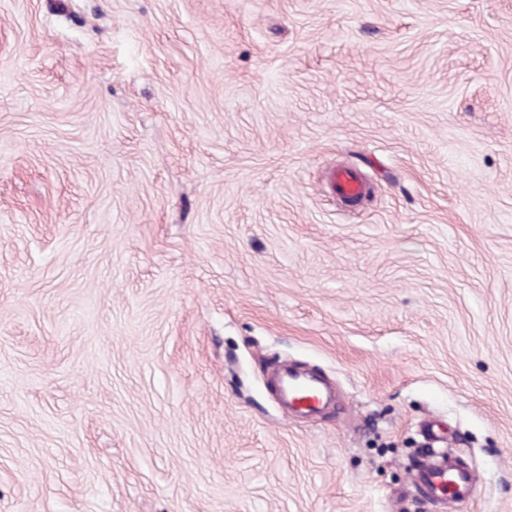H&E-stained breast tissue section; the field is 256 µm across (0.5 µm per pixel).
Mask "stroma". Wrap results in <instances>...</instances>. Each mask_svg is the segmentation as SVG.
<instances>
[{
    "label": "stroma",
    "instance_id": "35a3bbf8",
    "mask_svg": "<svg viewBox=\"0 0 512 512\" xmlns=\"http://www.w3.org/2000/svg\"><path fill=\"white\" fill-rule=\"evenodd\" d=\"M429 417L512 512V0H0V512H435ZM334 192L337 197L357 199L367 190V183L349 168L336 170L332 178ZM278 391L284 406L296 412L319 413L330 400L328 392L319 386L315 377L289 370L281 375ZM301 400L306 403H301Z\"/></svg>",
    "mask_w": 512,
    "mask_h": 512
}]
</instances>
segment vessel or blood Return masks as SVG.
Here are the masks:
<instances>
[{"instance_id": "1", "label": "vessel or blood", "mask_w": 512, "mask_h": 512, "mask_svg": "<svg viewBox=\"0 0 512 512\" xmlns=\"http://www.w3.org/2000/svg\"><path fill=\"white\" fill-rule=\"evenodd\" d=\"M332 182L334 192L340 198L357 199L367 190L365 180L348 168L336 170ZM278 391L287 409L308 414L321 412L330 399L328 392L320 387L315 377L289 370L282 374ZM423 434L429 452L421 456L410 477L412 492L433 504L469 498L474 492L475 478L468 469L456 465L439 467L432 462L431 449L448 442L441 422L429 420Z\"/></svg>"}]
</instances>
